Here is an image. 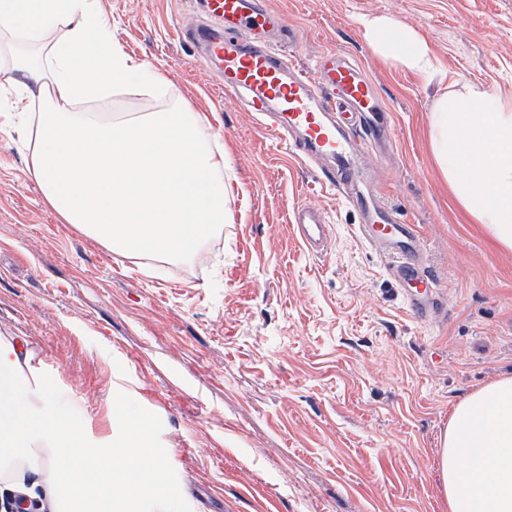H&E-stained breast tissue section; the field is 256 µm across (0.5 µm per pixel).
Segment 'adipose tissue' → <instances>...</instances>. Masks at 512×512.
Instances as JSON below:
<instances>
[{"label": "adipose tissue", "instance_id": "1", "mask_svg": "<svg viewBox=\"0 0 512 512\" xmlns=\"http://www.w3.org/2000/svg\"><path fill=\"white\" fill-rule=\"evenodd\" d=\"M376 55L425 78L438 64L411 28L364 21ZM0 30L18 35L5 69L42 108L22 113L30 171L62 223L123 257L191 261L223 228L224 148L207 118L171 94L154 112L110 115L85 104L114 87H161L112 36L99 0H0ZM433 158L465 214L491 243L512 250V101L468 84L441 95L430 115ZM17 337L0 334V479L46 475L55 512H161L165 470L146 459L151 422L127 419L125 445L85 436L80 416ZM448 512H512V376L454 406L440 453Z\"/></svg>", "mask_w": 512, "mask_h": 512}]
</instances>
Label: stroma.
Here are the masks:
<instances>
[{
	"label": "stroma",
	"instance_id": "1",
	"mask_svg": "<svg viewBox=\"0 0 512 512\" xmlns=\"http://www.w3.org/2000/svg\"><path fill=\"white\" fill-rule=\"evenodd\" d=\"M126 53L206 115L227 153V221L193 261L155 272L62 223L28 170L0 76V333L26 339L88 434L149 416L176 512H448L439 466L453 406L512 374V251L470 223L430 152V111L455 82L512 99V0H269L304 70L355 59L390 147L365 159L385 203L418 225L433 308L371 248L359 212L231 96L180 35L189 0H101ZM388 17L430 46L443 82L382 62L361 19ZM320 205L327 254L291 212Z\"/></svg>",
	"mask_w": 512,
	"mask_h": 512
}]
</instances>
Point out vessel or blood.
<instances>
[{
    "mask_svg": "<svg viewBox=\"0 0 512 512\" xmlns=\"http://www.w3.org/2000/svg\"><path fill=\"white\" fill-rule=\"evenodd\" d=\"M204 20L187 29L200 44L205 65L217 75L225 94L236 96L246 111L257 113L292 157L332 161L323 176L364 216L359 232L382 254L395 257L391 273L398 282L416 281L433 291L435 280L423 262V239L417 225L399 223L379 201L364 195L359 155L377 149L382 124L369 119L352 125L347 113L368 112L371 85L362 67L322 54L313 74L284 62L277 44L291 36L287 17L266 0H203ZM292 222L302 245L319 253L329 226L315 205L297 206Z\"/></svg>",
    "mask_w": 512,
    "mask_h": 512,
    "instance_id": "1",
    "label": "vessel or blood"
}]
</instances>
